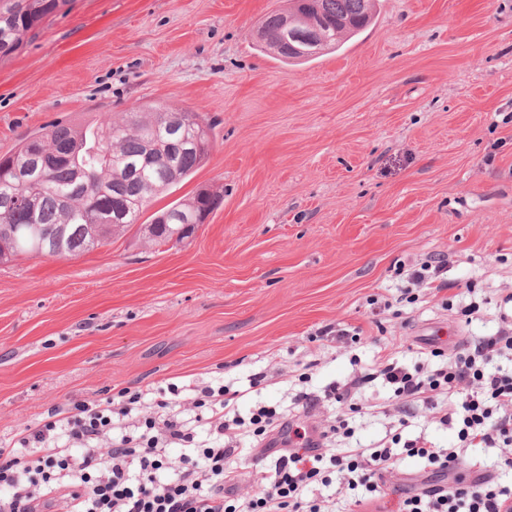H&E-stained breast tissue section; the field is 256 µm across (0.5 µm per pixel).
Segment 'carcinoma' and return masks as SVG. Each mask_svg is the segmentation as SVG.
<instances>
[{"instance_id": "carcinoma-1", "label": "carcinoma", "mask_w": 512, "mask_h": 512, "mask_svg": "<svg viewBox=\"0 0 512 512\" xmlns=\"http://www.w3.org/2000/svg\"><path fill=\"white\" fill-rule=\"evenodd\" d=\"M70 0H0V57L19 49ZM273 12L262 36L280 59L307 60L335 49L371 20L373 0H289ZM309 20L314 39L300 53L282 45L284 16ZM210 127L188 110L131 112L105 126L61 121L25 138L0 157V260L12 256L79 255L108 244L138 223L149 204L191 175L206 159ZM222 196L207 189L151 215L146 236L181 243L206 222Z\"/></svg>"}]
</instances>
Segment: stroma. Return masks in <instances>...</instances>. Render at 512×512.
I'll list each match as a JSON object with an SVG mask.
<instances>
[{
  "label": "stroma",
  "instance_id": "obj_1",
  "mask_svg": "<svg viewBox=\"0 0 512 512\" xmlns=\"http://www.w3.org/2000/svg\"><path fill=\"white\" fill-rule=\"evenodd\" d=\"M288 0H70L0 59V156L55 122L149 107L199 113L213 147L151 205L222 195L184 242L138 229L78 256L0 262V442L52 409L223 379L241 412L347 420L348 445L453 430L399 426L381 383L354 413L322 394L379 354L437 367L512 308V0H375L370 25L301 65L256 37ZM442 254L447 290L404 298ZM471 320L460 311L469 301ZM355 327L348 347L320 328ZM265 373L261 384L253 374Z\"/></svg>",
  "mask_w": 512,
  "mask_h": 512
}]
</instances>
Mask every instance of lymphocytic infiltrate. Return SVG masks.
I'll return each instance as SVG.
<instances>
[{
	"label": "lymphocytic infiltrate",
	"mask_w": 512,
	"mask_h": 512,
	"mask_svg": "<svg viewBox=\"0 0 512 512\" xmlns=\"http://www.w3.org/2000/svg\"><path fill=\"white\" fill-rule=\"evenodd\" d=\"M508 356L511 324L449 354L445 366L411 370L386 356L370 372L323 392L354 411L359 385L383 379L400 417L419 406L430 422L455 430L450 447L395 436L372 448L336 450L333 440L349 435L345 419L296 439L276 409L261 406L242 416L238 393L222 385L202 388L191 405L211 411L206 447L197 442L189 407L163 400L161 419L136 420L150 398L143 390H124L117 407L83 402L71 412L56 410L26 428L15 447L0 448V512H367L382 496L377 475L405 458L432 474L453 475L454 483L403 489L400 512H512L511 486L461 472L473 448L512 457V373L493 366ZM244 430L261 438L262 455L276 457L258 489L238 481L230 462L241 451L224 445ZM329 466L344 493L326 505L313 491Z\"/></svg>",
	"instance_id": "lymphocytic-infiltrate-1"
}]
</instances>
